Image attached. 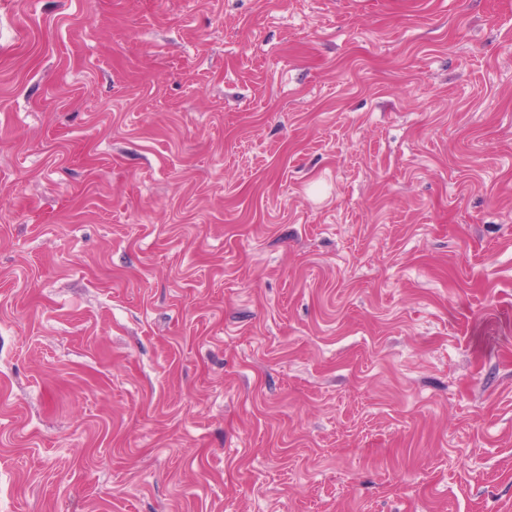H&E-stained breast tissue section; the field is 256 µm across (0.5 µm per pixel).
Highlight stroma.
I'll list each match as a JSON object with an SVG mask.
<instances>
[{"instance_id": "stroma-1", "label": "stroma", "mask_w": 512, "mask_h": 512, "mask_svg": "<svg viewBox=\"0 0 512 512\" xmlns=\"http://www.w3.org/2000/svg\"><path fill=\"white\" fill-rule=\"evenodd\" d=\"M0 512H512V0H0Z\"/></svg>"}]
</instances>
